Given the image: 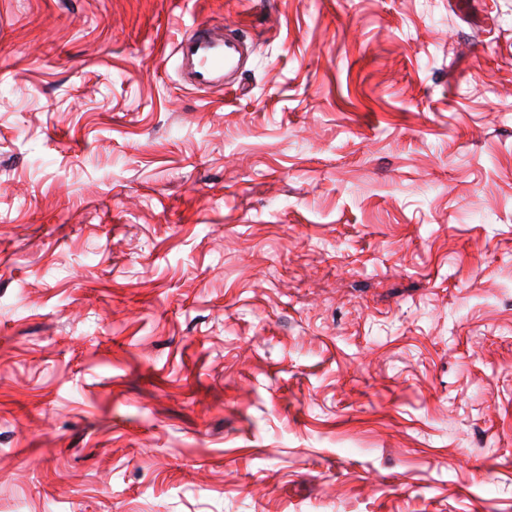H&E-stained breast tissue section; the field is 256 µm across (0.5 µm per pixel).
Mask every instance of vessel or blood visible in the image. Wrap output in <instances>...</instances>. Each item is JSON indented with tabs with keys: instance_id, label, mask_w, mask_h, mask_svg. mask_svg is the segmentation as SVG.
I'll return each mask as SVG.
<instances>
[{
	"instance_id": "obj_1",
	"label": "vessel or blood",
	"mask_w": 512,
	"mask_h": 512,
	"mask_svg": "<svg viewBox=\"0 0 512 512\" xmlns=\"http://www.w3.org/2000/svg\"><path fill=\"white\" fill-rule=\"evenodd\" d=\"M241 41L212 23H198L176 44L174 54L188 70V83L200 91L233 86L229 76L239 69Z\"/></svg>"
}]
</instances>
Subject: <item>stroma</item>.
<instances>
[{
	"mask_svg": "<svg viewBox=\"0 0 512 512\" xmlns=\"http://www.w3.org/2000/svg\"><path fill=\"white\" fill-rule=\"evenodd\" d=\"M0 512H512V0H0ZM243 43L235 36L223 34L212 23H198L176 44L174 55L188 69V84L200 91H223L233 87L229 75L239 69Z\"/></svg>",
	"mask_w": 512,
	"mask_h": 512,
	"instance_id": "1",
	"label": "stroma"
}]
</instances>
